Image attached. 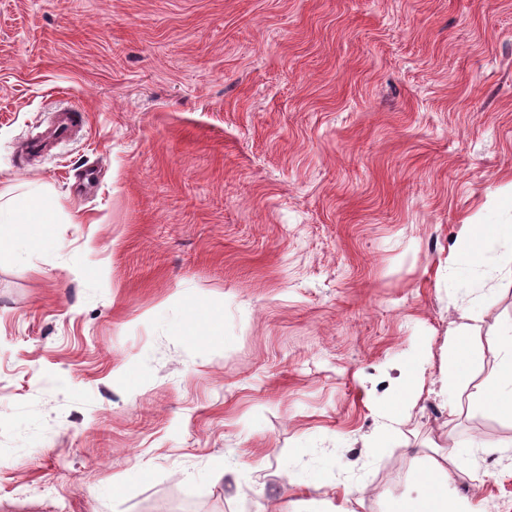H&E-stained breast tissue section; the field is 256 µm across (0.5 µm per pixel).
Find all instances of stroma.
Masks as SVG:
<instances>
[{
	"mask_svg": "<svg viewBox=\"0 0 512 512\" xmlns=\"http://www.w3.org/2000/svg\"><path fill=\"white\" fill-rule=\"evenodd\" d=\"M64 108L81 135L22 163ZM35 187L51 242L0 239V512H392L459 453L512 512V421L431 392L449 332L481 382L512 319V250L455 252L512 224V0H0V194ZM496 244L512 249V224H462L456 249L472 265H480ZM423 371V362L420 358L411 359L401 369L399 398L392 407L382 412V415L388 421L384 428L385 431L393 430L395 426L400 425L405 420L415 400L417 386L422 378Z\"/></svg>",
	"mask_w": 512,
	"mask_h": 512,
	"instance_id": "35a3bbf8",
	"label": "stroma"
}]
</instances>
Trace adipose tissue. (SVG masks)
I'll list each match as a JSON object with an SVG mask.
<instances>
[{"mask_svg": "<svg viewBox=\"0 0 512 512\" xmlns=\"http://www.w3.org/2000/svg\"><path fill=\"white\" fill-rule=\"evenodd\" d=\"M55 205L45 195L33 194L0 200V233L18 224H34L38 230L30 236L27 247H41L54 221ZM512 248V224H465L457 237V252L471 264H482L493 246ZM469 325H459L449 334L445 345V368L441 387H460L469 379V366L474 354L470 346ZM497 334L499 363L492 382L477 394V401L486 410L512 418V321L503 323ZM421 359H411L401 370L400 395L396 403L385 410L389 426L400 425L411 408L417 386L423 375ZM394 512H481L474 500L462 494L455 479L438 460H430L414 479L412 494L400 499Z\"/></svg>", "mask_w": 512, "mask_h": 512, "instance_id": "adipose-tissue-1", "label": "adipose tissue"}]
</instances>
